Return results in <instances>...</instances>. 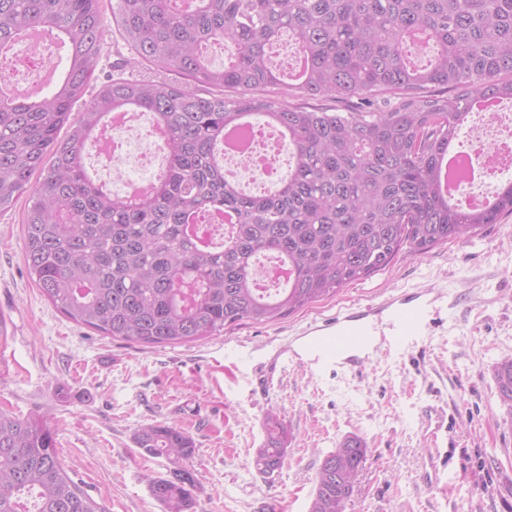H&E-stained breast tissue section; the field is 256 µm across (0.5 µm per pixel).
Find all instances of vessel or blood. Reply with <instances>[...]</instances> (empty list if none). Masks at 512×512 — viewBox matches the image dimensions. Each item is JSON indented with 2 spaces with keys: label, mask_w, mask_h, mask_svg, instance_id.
Wrapping results in <instances>:
<instances>
[{
  "label": "vessel or blood",
  "mask_w": 512,
  "mask_h": 512,
  "mask_svg": "<svg viewBox=\"0 0 512 512\" xmlns=\"http://www.w3.org/2000/svg\"><path fill=\"white\" fill-rule=\"evenodd\" d=\"M440 296L405 292L385 302L337 315L331 322L302 332L299 347L289 349L292 362L318 372L351 368L380 350L404 352L414 347L438 319Z\"/></svg>",
  "instance_id": "b4317fda"
}]
</instances>
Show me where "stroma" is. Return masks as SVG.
I'll use <instances>...</instances> for the list:
<instances>
[{
  "label": "stroma",
  "mask_w": 512,
  "mask_h": 512,
  "mask_svg": "<svg viewBox=\"0 0 512 512\" xmlns=\"http://www.w3.org/2000/svg\"><path fill=\"white\" fill-rule=\"evenodd\" d=\"M95 75L182 80L132 62L115 31ZM21 216L18 207L0 213V408L41 417L69 476L107 512H163L150 482L171 465L135 442L154 423L194 441L191 512H308L323 458L351 438L370 453L347 512H512V426L495 381L512 356V214L426 253L401 252L288 317L152 348L76 324L45 299L24 262ZM418 288L441 291L447 308L412 350L337 373L281 358L310 324ZM434 395L451 424L428 438L420 408ZM271 413L287 424L288 445L283 466L266 475L254 461Z\"/></svg>",
  "instance_id": "35a3bbf8"
}]
</instances>
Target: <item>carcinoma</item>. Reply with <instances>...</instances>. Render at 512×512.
I'll return each instance as SVG.
<instances>
[{
  "mask_svg": "<svg viewBox=\"0 0 512 512\" xmlns=\"http://www.w3.org/2000/svg\"><path fill=\"white\" fill-rule=\"evenodd\" d=\"M0 0V62L33 33L66 49L56 83L26 99L0 88V212L26 198L23 251L43 296L75 323L145 346L190 342L242 322L264 323L335 296L414 255L461 240L512 213V181L488 209L448 206V142L470 104L512 101V0ZM138 59L189 84L119 79L88 102L110 24ZM293 39L305 60L288 81L270 49ZM434 48L425 65L409 52ZM227 47L224 65L210 50ZM220 94L203 96L197 85ZM358 100L351 112L287 106L259 89ZM447 94H426L432 88ZM148 112L164 132L165 164L145 194L120 196L89 174V143L113 112ZM288 139L294 165L275 190L248 193L224 173V132L243 115ZM233 219L220 240L203 224ZM285 285L257 287L260 258ZM512 411V357L495 369ZM256 468L284 463L285 426L264 422ZM166 457L151 481L164 512H190L192 438L166 423L135 437ZM368 448L342 443L323 459L309 512H346ZM0 512H106L64 471L43 420L0 410Z\"/></svg>",
  "mask_w": 512,
  "mask_h": 512,
  "instance_id": "carcinoma-1",
  "label": "carcinoma"
}]
</instances>
